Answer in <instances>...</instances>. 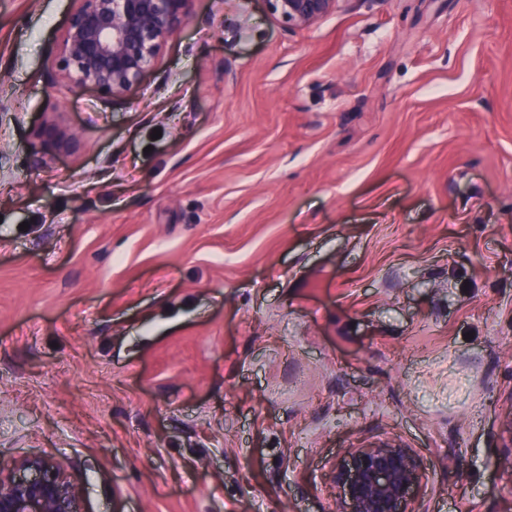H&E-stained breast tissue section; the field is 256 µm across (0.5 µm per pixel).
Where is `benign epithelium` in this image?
Segmentation results:
<instances>
[{
  "label": "benign epithelium",
  "mask_w": 512,
  "mask_h": 512,
  "mask_svg": "<svg viewBox=\"0 0 512 512\" xmlns=\"http://www.w3.org/2000/svg\"><path fill=\"white\" fill-rule=\"evenodd\" d=\"M196 0H74L48 68L49 80L68 93L91 87L122 97L153 70L169 40L194 14ZM342 0H265L272 19L306 28L330 15ZM42 147L69 152L79 141L54 122L36 131ZM414 452L384 442L349 448L336 463V512H412V495L424 480ZM0 512H83L79 488L60 463L0 456Z\"/></svg>",
  "instance_id": "7a95c632"
}]
</instances>
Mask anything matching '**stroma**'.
<instances>
[{
  "instance_id": "stroma-1",
  "label": "stroma",
  "mask_w": 512,
  "mask_h": 512,
  "mask_svg": "<svg viewBox=\"0 0 512 512\" xmlns=\"http://www.w3.org/2000/svg\"><path fill=\"white\" fill-rule=\"evenodd\" d=\"M70 9L0 0V453L84 512H335L394 441L413 512H512V0H198L115 100L48 82ZM272 19L288 29L306 28L330 15L341 0H264ZM36 138L46 149L69 152L77 148L79 141L74 133H69L54 122H47L36 131Z\"/></svg>"
}]
</instances>
